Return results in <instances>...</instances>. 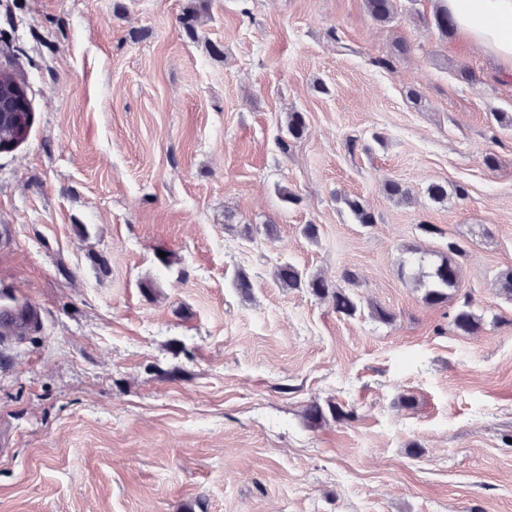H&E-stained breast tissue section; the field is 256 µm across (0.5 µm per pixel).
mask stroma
<instances>
[{
	"mask_svg": "<svg viewBox=\"0 0 512 512\" xmlns=\"http://www.w3.org/2000/svg\"><path fill=\"white\" fill-rule=\"evenodd\" d=\"M204 2L191 34L195 0H0L33 111L0 153V311L36 315L0 345V512H512V77L435 0L385 24L364 0ZM452 240L460 292L427 306L399 264ZM278 263L352 270L397 318L339 316ZM465 293L472 336L447 316ZM313 400L356 418L310 424ZM307 129L305 115L302 112H289L286 124L287 139H281L280 146L282 151H288L289 142L296 141L303 137Z\"/></svg>",
	"mask_w": 512,
	"mask_h": 512,
	"instance_id": "1",
	"label": "stroma"
}]
</instances>
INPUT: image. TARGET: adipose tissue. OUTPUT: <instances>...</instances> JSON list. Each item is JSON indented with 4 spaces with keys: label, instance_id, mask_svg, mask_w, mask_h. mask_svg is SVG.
<instances>
[{
    "label": "adipose tissue",
    "instance_id": "ef3b65f1",
    "mask_svg": "<svg viewBox=\"0 0 512 512\" xmlns=\"http://www.w3.org/2000/svg\"><path fill=\"white\" fill-rule=\"evenodd\" d=\"M456 29L512 75V0H439Z\"/></svg>",
    "mask_w": 512,
    "mask_h": 512
}]
</instances>
